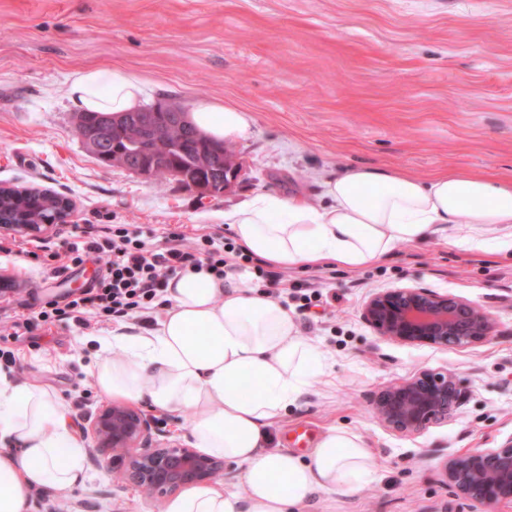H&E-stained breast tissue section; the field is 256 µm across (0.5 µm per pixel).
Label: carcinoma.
<instances>
[{"label": "carcinoma", "mask_w": 512, "mask_h": 512, "mask_svg": "<svg viewBox=\"0 0 512 512\" xmlns=\"http://www.w3.org/2000/svg\"><path fill=\"white\" fill-rule=\"evenodd\" d=\"M166 117L163 132L159 136L150 127L132 122L118 131L113 140L135 164L145 157L147 151L162 156L163 165L153 176V180L159 183L172 176L176 168L193 162L196 163L195 179L207 185L217 180L218 176L201 164V154L208 150L207 145L179 127L171 118V113H166ZM74 120L77 133L86 138L84 145L87 150L101 164L112 165V146L96 150L91 145L96 130L100 127L110 129L112 124L104 121L103 114L99 112H78ZM64 200L66 197L58 193L32 188L24 191L18 189L0 196V213L8 223L41 224L44 219L53 216V212Z\"/></svg>", "instance_id": "carcinoma-1"}]
</instances>
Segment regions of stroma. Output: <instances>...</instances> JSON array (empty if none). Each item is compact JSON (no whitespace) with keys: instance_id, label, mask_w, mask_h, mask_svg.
I'll return each mask as SVG.
<instances>
[{"instance_id":"obj_1","label":"stroma","mask_w":512,"mask_h":512,"mask_svg":"<svg viewBox=\"0 0 512 512\" xmlns=\"http://www.w3.org/2000/svg\"><path fill=\"white\" fill-rule=\"evenodd\" d=\"M112 67L141 74L150 105L214 98L246 110L249 133L230 144L237 181L203 197L174 177L158 186L100 164L75 132L66 92L74 72ZM355 166L512 178V0H0V185L74 205L69 221L39 233L0 229V322L97 279L93 259L59 269L48 258L66 252L75 229L230 239L226 211L262 193L320 203L322 179ZM451 235L441 225L358 271H286L288 308L325 367L272 444L304 457L322 431L345 428L365 439L379 476L347 495L316 493L300 512H486L449 485L445 465L512 438V252L457 246ZM413 285L477 303L494 316V335L448 349L378 336L362 318L366 299ZM112 330L57 324L39 346H12L11 372L61 398L89 448L88 419L110 402L92 369ZM424 368L457 374L466 403L416 435L385 429L374 397ZM86 464V487L67 498L35 491L31 512L164 506L95 458Z\"/></svg>"}]
</instances>
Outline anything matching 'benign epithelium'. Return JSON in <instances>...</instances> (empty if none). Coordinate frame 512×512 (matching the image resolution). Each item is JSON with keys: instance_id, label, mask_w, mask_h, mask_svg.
I'll return each instance as SVG.
<instances>
[{"instance_id": "7a95c632", "label": "benign epithelium", "mask_w": 512, "mask_h": 512, "mask_svg": "<svg viewBox=\"0 0 512 512\" xmlns=\"http://www.w3.org/2000/svg\"><path fill=\"white\" fill-rule=\"evenodd\" d=\"M205 160L224 168L222 190L238 179L240 168L224 160L220 145H210ZM112 164L148 179L152 170L129 166L112 150ZM362 317L381 337L412 345L467 347L487 341L495 322L474 302L425 287L389 288L373 293ZM465 400L457 377L446 370L422 369L398 385L381 391L374 411L387 429L404 435L448 422ZM95 454L119 466L125 479L150 494L166 496L188 486H205L224 472V460L191 445L155 438L154 418L127 404H107L89 422ZM450 485L485 506L512 504V439L498 448L477 449L447 464Z\"/></svg>"}]
</instances>
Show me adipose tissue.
I'll list each match as a JSON object with an SVG mask.
<instances>
[{
	"label": "adipose tissue",
	"mask_w": 512,
	"mask_h": 512,
	"mask_svg": "<svg viewBox=\"0 0 512 512\" xmlns=\"http://www.w3.org/2000/svg\"><path fill=\"white\" fill-rule=\"evenodd\" d=\"M147 82L123 69L73 75L79 112L141 108ZM189 120L216 140L249 132L245 110L217 99L193 103ZM321 206L259 194L225 212L248 252L283 269L331 261L350 270L374 264L404 242L449 224L459 244L482 243L512 225V181L460 171L421 180L382 168L350 167L322 182ZM168 306L154 327H119L121 356L93 369L98 389L125 402L189 411L194 448L238 468L236 493L195 487L166 512H299L315 492L345 494L377 478L363 438L330 428L307 457L269 448V429L301 397L321 366L318 345L302 340L294 315L251 288L247 273L202 270L171 278ZM85 443L63 401L0 373V512H30L34 488L67 494L85 485Z\"/></svg>",
	"instance_id": "adipose-tissue-1"
}]
</instances>
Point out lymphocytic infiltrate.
I'll list each match as a JSON object with an SVG mask.
<instances>
[{"instance_id":"lymphocytic-infiltrate-1","label":"lymphocytic infiltrate","mask_w":512,"mask_h":512,"mask_svg":"<svg viewBox=\"0 0 512 512\" xmlns=\"http://www.w3.org/2000/svg\"><path fill=\"white\" fill-rule=\"evenodd\" d=\"M67 256L75 264L88 257L100 259L102 275L66 302H45L39 310L0 325L1 360L14 363L8 342L19 340L34 327L63 321L86 328L94 323L146 321L156 305L165 304L171 277L191 268H203L221 277L240 263L253 260L245 248L225 242L218 232L190 239L170 229L159 244L132 224H114L101 235L74 240Z\"/></svg>"}]
</instances>
